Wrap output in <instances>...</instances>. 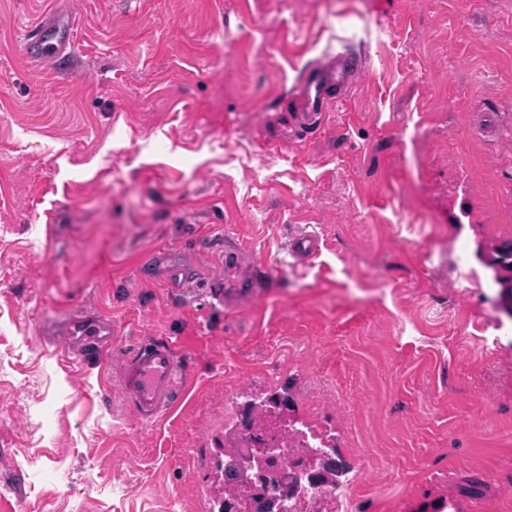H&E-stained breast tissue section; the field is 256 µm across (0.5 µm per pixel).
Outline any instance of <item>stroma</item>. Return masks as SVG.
Instances as JSON below:
<instances>
[{
  "label": "stroma",
  "instance_id": "obj_1",
  "mask_svg": "<svg viewBox=\"0 0 512 512\" xmlns=\"http://www.w3.org/2000/svg\"><path fill=\"white\" fill-rule=\"evenodd\" d=\"M47 13L75 22L59 66L24 51ZM340 53L345 101L281 144ZM506 225L512 0H0V512H221L224 412L275 393L347 430L349 512H512V334L481 342L512 321L448 279ZM228 239L271 257L260 293H169ZM75 310L111 317L104 366L53 335ZM146 336L193 388L154 425L116 375ZM290 248L297 259L308 261L320 252V241L311 234H299L292 239Z\"/></svg>",
  "mask_w": 512,
  "mask_h": 512
}]
</instances>
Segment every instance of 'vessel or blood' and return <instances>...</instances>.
Here are the masks:
<instances>
[{
    "mask_svg": "<svg viewBox=\"0 0 512 512\" xmlns=\"http://www.w3.org/2000/svg\"><path fill=\"white\" fill-rule=\"evenodd\" d=\"M25 50L36 61H55L72 52L75 43L73 27L68 19L57 17L30 28L25 36ZM361 66L348 54L337 55L331 62L309 68L293 89L297 106L291 117L299 130L310 128L328 108L343 99ZM293 255L307 261L318 255L320 241L310 234L296 235L291 244ZM269 258L255 259L247 265L233 245L224 247V277L220 280H191L181 269L168 272L175 288H201L213 305L230 309L246 294L257 290L255 271L267 267ZM78 352L98 354L112 342L111 320L87 313L70 315L59 327ZM180 357L174 341L163 337H147L121 361L117 378L125 405L141 421L154 422L181 407L190 387L180 380Z\"/></svg>",
    "mask_w": 512,
    "mask_h": 512,
    "instance_id": "1",
    "label": "vessel or blood"
}]
</instances>
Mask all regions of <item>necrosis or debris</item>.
Wrapping results in <instances>:
<instances>
[{
    "instance_id": "obj_1",
    "label": "necrosis or debris",
    "mask_w": 512,
    "mask_h": 512,
    "mask_svg": "<svg viewBox=\"0 0 512 512\" xmlns=\"http://www.w3.org/2000/svg\"><path fill=\"white\" fill-rule=\"evenodd\" d=\"M224 428V468L231 471L230 486L224 492L228 512H248V495L257 484L254 471L244 470L240 461L255 453L257 446L267 447L275 461L272 475L275 486L270 495H279L278 483L297 477L308 493L304 498H289L284 512H320V503L332 504L341 512L348 494L345 486L317 481L324 463L335 461L337 433L322 429L310 417L300 415L293 406H273L260 421L250 422L245 412L233 409L226 413Z\"/></svg>"
}]
</instances>
